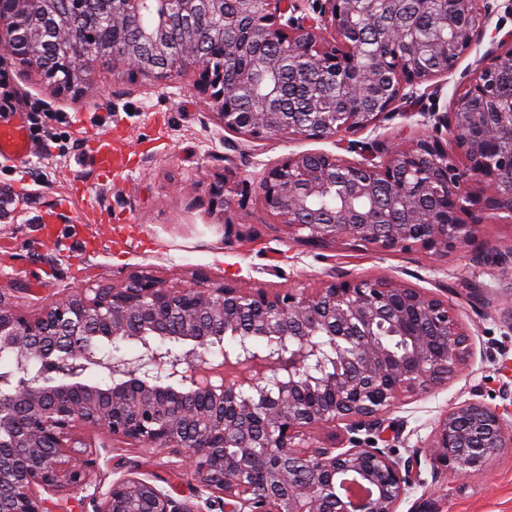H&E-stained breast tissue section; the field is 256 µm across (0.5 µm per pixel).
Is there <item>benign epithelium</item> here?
<instances>
[{
    "label": "benign epithelium",
    "instance_id": "obj_1",
    "mask_svg": "<svg viewBox=\"0 0 512 512\" xmlns=\"http://www.w3.org/2000/svg\"><path fill=\"white\" fill-rule=\"evenodd\" d=\"M432 3L442 9L428 51L448 60L444 70L423 60L412 23ZM493 12L487 0H0V50L60 95H78L98 65L156 82L191 72L224 131L330 141L361 156L290 154L253 182L229 169L210 186L216 205L228 207L235 183L301 242L445 256L492 220L512 223V97L494 90L512 68V29L495 26L449 109L406 113L431 134L386 148L348 136L447 76L481 45ZM365 18L389 49L367 64ZM75 19L79 42L61 37ZM183 43L195 53L182 56ZM275 47L289 80L314 71L345 111L317 96L290 99L268 61ZM321 197L332 212L312 210ZM122 342L139 352L106 351ZM216 347L221 360H208ZM470 355L455 309L387 279L269 292L204 278L173 288L142 272L33 316L0 291V512H52L42 493L71 501L87 490L97 461L82 429L167 451L203 500L189 506L130 473L92 497L95 512H398L422 463L461 476L512 447V427L479 399L448 408L423 456L356 437L405 394L448 384ZM340 424L349 447L304 445L309 432Z\"/></svg>",
    "mask_w": 512,
    "mask_h": 512
}]
</instances>
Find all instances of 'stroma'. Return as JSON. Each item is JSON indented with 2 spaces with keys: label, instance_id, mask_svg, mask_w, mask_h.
Listing matches in <instances>:
<instances>
[{
  "label": "stroma",
  "instance_id": "35a3bbf8",
  "mask_svg": "<svg viewBox=\"0 0 512 512\" xmlns=\"http://www.w3.org/2000/svg\"><path fill=\"white\" fill-rule=\"evenodd\" d=\"M12 111L39 103L58 125L52 154L33 148L25 157L0 159V189L12 196L0 208V290L25 314L44 302L66 299L92 280L120 284L144 271L169 286L197 275L211 282L275 291L288 286L315 290L356 277L388 278L447 301L470 336L473 357L463 374L435 391L405 397L384 416L372 437L401 457L426 444L450 405L480 399L500 409L512 424V270L477 263V253L512 247V223L483 225L475 243L436 257L412 249L378 253L345 241L312 247L292 240L287 227L258 197L233 196L230 208L213 204L209 186L225 169L260 177L266 164L292 154L332 150V143L271 139L246 141L221 131L186 75L156 84L99 69L75 98L56 94L33 75L10 68ZM435 99H402L363 142L400 138L410 112L433 110ZM122 135L130 156L112 172L92 151L97 134ZM65 201L55 226L56 242L43 243V212ZM232 229H225V221ZM98 444L94 481L109 487L136 470L141 478L195 504L190 474L172 470L164 454L123 443L102 447L100 431L86 432ZM399 512H512V447L501 449L483 470L464 477L432 473L422 465Z\"/></svg>",
  "mask_w": 512,
  "mask_h": 512
}]
</instances>
